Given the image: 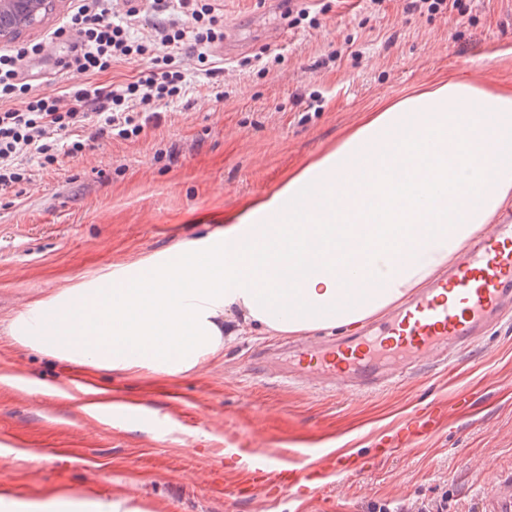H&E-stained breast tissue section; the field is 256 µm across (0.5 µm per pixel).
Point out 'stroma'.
<instances>
[{"mask_svg":"<svg viewBox=\"0 0 512 512\" xmlns=\"http://www.w3.org/2000/svg\"><path fill=\"white\" fill-rule=\"evenodd\" d=\"M299 0L303 16L268 45L277 13L261 0H217L231 60L188 63L184 97L128 139L90 140L32 181L0 192V490L129 497L145 512H375L448 501V512H499L512 500V319L476 350L386 389L284 385L253 367L277 339L243 327L198 371L146 387L16 343L12 319L91 275L206 232L332 146L379 100L468 76L512 88V0ZM135 57L96 75L61 71L33 92H75L134 80ZM217 67L216 75L205 72ZM228 92L217 100V92ZM444 418L406 450L348 477L252 485L254 459L289 468L341 452L371 454L408 421Z\"/></svg>","mask_w":512,"mask_h":512,"instance_id":"obj_1","label":"stroma"}]
</instances>
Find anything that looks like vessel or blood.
Returning <instances> with one entry per match:
<instances>
[{"instance_id":"obj_1","label":"vessel or blood","mask_w":512,"mask_h":512,"mask_svg":"<svg viewBox=\"0 0 512 512\" xmlns=\"http://www.w3.org/2000/svg\"><path fill=\"white\" fill-rule=\"evenodd\" d=\"M512 305V220H500L460 251L448 273L400 306L390 320L357 334L287 351L280 379L342 381L379 389L410 375L432 355L447 361L454 344L475 343Z\"/></svg>"}]
</instances>
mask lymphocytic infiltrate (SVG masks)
I'll use <instances>...</instances> for the list:
<instances>
[{
    "instance_id": "f902f5d3",
    "label": "lymphocytic infiltrate",
    "mask_w": 512,
    "mask_h": 512,
    "mask_svg": "<svg viewBox=\"0 0 512 512\" xmlns=\"http://www.w3.org/2000/svg\"><path fill=\"white\" fill-rule=\"evenodd\" d=\"M184 19L182 27L162 30L156 47L139 42L129 25L114 22L115 0H85L67 19L65 30L74 42L68 65L84 73H98L118 61L149 55L150 65L139 77L104 90L85 88L70 102L52 93L27 95L18 68L24 57L43 52V42H30L0 53V102L23 97L18 108L0 105V189L28 180V170L19 158L36 157L41 165L57 160L58 150L75 156L86 144L74 137V129L96 119L97 136L123 139L143 129L140 111L146 106L181 95L187 80L180 66L183 52H195L224 38L223 15L213 0H177Z\"/></svg>"
}]
</instances>
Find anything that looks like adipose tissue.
Listing matches in <instances>:
<instances>
[{
	"instance_id": "ef3b65f1",
	"label": "adipose tissue",
	"mask_w": 512,
	"mask_h": 512,
	"mask_svg": "<svg viewBox=\"0 0 512 512\" xmlns=\"http://www.w3.org/2000/svg\"><path fill=\"white\" fill-rule=\"evenodd\" d=\"M512 211V90L451 78L383 101L333 146L202 237L94 275L10 326L19 344L134 378L200 369L233 336L387 314ZM0 512H143L57 493Z\"/></svg>"
}]
</instances>
